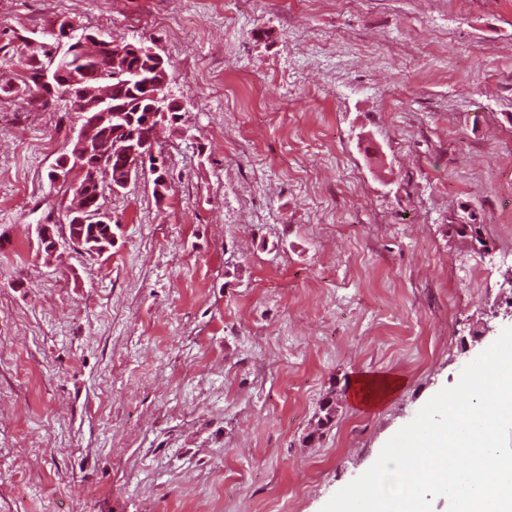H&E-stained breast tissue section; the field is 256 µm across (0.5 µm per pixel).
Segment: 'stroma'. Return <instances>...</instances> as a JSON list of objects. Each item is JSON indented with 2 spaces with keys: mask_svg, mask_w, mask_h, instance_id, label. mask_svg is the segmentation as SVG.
I'll return each mask as SVG.
<instances>
[{
  "mask_svg": "<svg viewBox=\"0 0 512 512\" xmlns=\"http://www.w3.org/2000/svg\"><path fill=\"white\" fill-rule=\"evenodd\" d=\"M63 17L179 129L49 257L75 115L0 96V512H321L512 326V0H0V82ZM87 222L88 218L85 214H70L68 216V223H72L68 226L70 228V236L76 238H71L69 236L66 225H64L63 228H61V225L54 227L49 224L39 225V241L41 239L43 240V244L41 246L46 248L49 252H52L60 244L69 243L81 247L85 251H90L88 248L84 247L83 241L80 238L83 237L84 241L86 242L89 237L94 235L96 238L101 239V242H95V245L98 247H112V243L109 240V237L115 234L114 229L118 228L119 224H117V222L112 224V217L110 221L105 223L86 224ZM56 237L61 239V241L56 239ZM90 252L91 254H94L92 251ZM400 385V380L385 375H365L350 388L352 401L362 409H375L386 403Z\"/></svg>",
  "mask_w": 512,
  "mask_h": 512,
  "instance_id": "35a3bbf8",
  "label": "stroma"
}]
</instances>
